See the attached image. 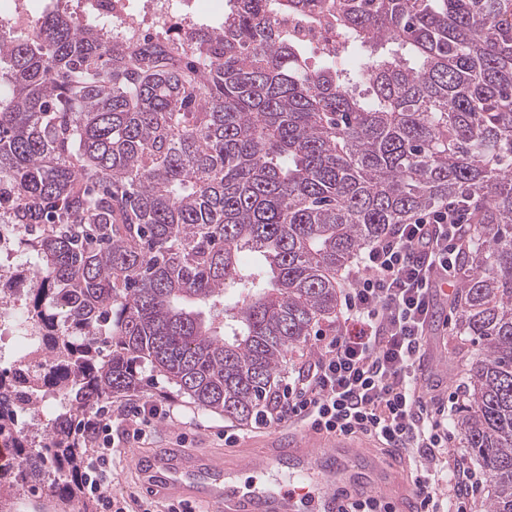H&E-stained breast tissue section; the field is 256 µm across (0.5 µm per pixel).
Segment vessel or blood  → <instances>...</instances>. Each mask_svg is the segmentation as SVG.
<instances>
[{"label":"vessel or blood","instance_id":"b4317fda","mask_svg":"<svg viewBox=\"0 0 512 512\" xmlns=\"http://www.w3.org/2000/svg\"><path fill=\"white\" fill-rule=\"evenodd\" d=\"M356 455L357 444L347 437L327 441L306 431L288 447L250 450L231 466L184 447L138 457L133 464L152 499H186L210 512H339L352 493L349 461ZM365 466L377 495L397 512H416L413 481L397 488L384 480L388 463L369 460Z\"/></svg>","mask_w":512,"mask_h":512}]
</instances>
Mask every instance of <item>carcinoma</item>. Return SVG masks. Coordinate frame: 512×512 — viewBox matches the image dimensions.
<instances>
[{"mask_svg": "<svg viewBox=\"0 0 512 512\" xmlns=\"http://www.w3.org/2000/svg\"><path fill=\"white\" fill-rule=\"evenodd\" d=\"M284 14L344 33L343 63L310 68ZM461 198L478 207L455 330L479 352L457 426L488 512H512V0H236L218 31L132 43L64 14L1 32L0 222L24 228L26 311L57 341L0 404V512L21 487L93 512L76 425L145 369L206 411L263 415L288 353L336 320L338 273ZM46 392L61 407L31 432Z\"/></svg>", "mask_w": 512, "mask_h": 512, "instance_id": "cac0c4a2", "label": "carcinoma"}]
</instances>
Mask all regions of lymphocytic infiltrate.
Here are the masks:
<instances>
[{"label":"lymphocytic infiltrate","instance_id":"obj_1","mask_svg":"<svg viewBox=\"0 0 512 512\" xmlns=\"http://www.w3.org/2000/svg\"><path fill=\"white\" fill-rule=\"evenodd\" d=\"M470 200L444 203L394 226L364 250L350 272L336 322L305 375L277 395L264 425L291 421L329 435H370L384 447L415 450L421 512H465L462 491L480 488V473L458 467L448 448L458 398L428 404L416 387L417 364L430 312L432 275L458 284L463 228ZM108 451L93 450L86 486L99 512H127L106 487Z\"/></svg>","mask_w":512,"mask_h":512}]
</instances>
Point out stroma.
<instances>
[{"mask_svg": "<svg viewBox=\"0 0 512 512\" xmlns=\"http://www.w3.org/2000/svg\"><path fill=\"white\" fill-rule=\"evenodd\" d=\"M431 312L444 327L443 332L428 331L423 355L433 359L431 370L420 372V386L432 403L446 401L449 393L466 387L465 367L477 354L473 343H460L455 334L456 314L446 300L435 298ZM156 406L160 412L150 435L136 439L126 433L119 422L127 410L141 404ZM106 408L112 418L111 440L115 453L109 490L114 497L125 499L130 512H142L147 498L135 483L132 471L136 454L153 448H166L183 444L199 452L220 455L225 447V435L236 437L239 448H252L257 444L275 440L284 433V425L257 427L256 424L240 425L224 416L199 409L187 398L179 396L173 385L164 378L144 374L143 387L137 395L115 398Z\"/></svg>", "mask_w": 512, "mask_h": 512, "instance_id": "obj_1", "label": "stroma"}]
</instances>
